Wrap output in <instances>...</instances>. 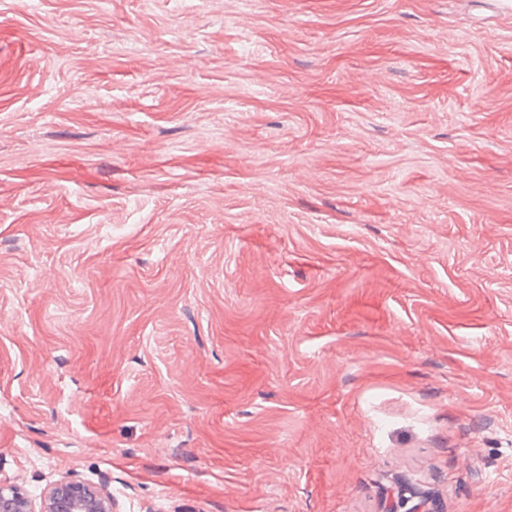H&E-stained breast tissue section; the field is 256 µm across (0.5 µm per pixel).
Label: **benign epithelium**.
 <instances>
[{"mask_svg": "<svg viewBox=\"0 0 512 512\" xmlns=\"http://www.w3.org/2000/svg\"><path fill=\"white\" fill-rule=\"evenodd\" d=\"M0 512H112V494L69 479L52 485L35 503L10 484H0Z\"/></svg>", "mask_w": 512, "mask_h": 512, "instance_id": "7a95c632", "label": "benign epithelium"}]
</instances>
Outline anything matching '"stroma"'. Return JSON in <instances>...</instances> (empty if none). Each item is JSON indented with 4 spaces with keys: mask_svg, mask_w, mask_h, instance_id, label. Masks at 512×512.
Returning a JSON list of instances; mask_svg holds the SVG:
<instances>
[{
    "mask_svg": "<svg viewBox=\"0 0 512 512\" xmlns=\"http://www.w3.org/2000/svg\"><path fill=\"white\" fill-rule=\"evenodd\" d=\"M112 512H512V0H0V481Z\"/></svg>",
    "mask_w": 512,
    "mask_h": 512,
    "instance_id": "stroma-1",
    "label": "stroma"
}]
</instances>
